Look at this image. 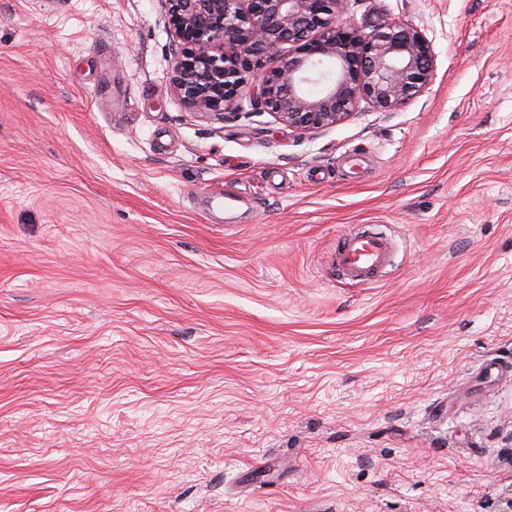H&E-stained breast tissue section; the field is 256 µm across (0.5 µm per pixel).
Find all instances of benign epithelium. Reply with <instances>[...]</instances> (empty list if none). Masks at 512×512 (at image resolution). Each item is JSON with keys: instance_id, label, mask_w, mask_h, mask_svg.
<instances>
[{"instance_id": "7a95c632", "label": "benign epithelium", "mask_w": 512, "mask_h": 512, "mask_svg": "<svg viewBox=\"0 0 512 512\" xmlns=\"http://www.w3.org/2000/svg\"><path fill=\"white\" fill-rule=\"evenodd\" d=\"M173 32V91L220 119L249 103L301 133L336 126L360 104L392 112L433 80L426 35L390 19L370 31L347 0H160Z\"/></svg>"}]
</instances>
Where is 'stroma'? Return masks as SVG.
<instances>
[{
	"label": "stroma",
	"instance_id": "35a3bbf8",
	"mask_svg": "<svg viewBox=\"0 0 512 512\" xmlns=\"http://www.w3.org/2000/svg\"><path fill=\"white\" fill-rule=\"evenodd\" d=\"M348 12L421 29L434 79L302 134L189 109L160 0H0V512L512 493V0ZM367 224L397 250L351 284ZM393 248L392 235L379 226L351 232L336 248V271L348 281L371 280L385 270Z\"/></svg>",
	"mask_w": 512,
	"mask_h": 512
}]
</instances>
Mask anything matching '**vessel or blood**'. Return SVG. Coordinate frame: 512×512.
<instances>
[{
	"label": "vessel or blood",
	"mask_w": 512,
	"mask_h": 512,
	"mask_svg": "<svg viewBox=\"0 0 512 512\" xmlns=\"http://www.w3.org/2000/svg\"><path fill=\"white\" fill-rule=\"evenodd\" d=\"M394 240L377 226H369L347 234L336 248V270L339 276L362 283L371 280L387 267Z\"/></svg>",
	"instance_id": "obj_1"
}]
</instances>
